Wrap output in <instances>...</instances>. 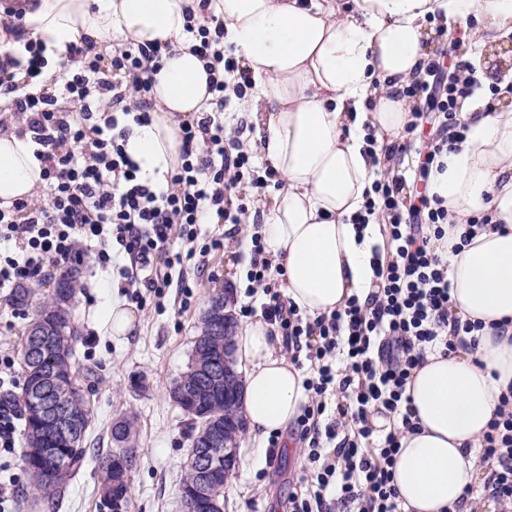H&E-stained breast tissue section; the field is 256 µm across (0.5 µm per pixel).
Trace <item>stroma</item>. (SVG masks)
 I'll return each instance as SVG.
<instances>
[{
  "label": "stroma",
  "instance_id": "35a3bbf8",
  "mask_svg": "<svg viewBox=\"0 0 512 512\" xmlns=\"http://www.w3.org/2000/svg\"><path fill=\"white\" fill-rule=\"evenodd\" d=\"M201 230L223 239L224 246L188 266L194 285L190 300H183L180 289L169 288L162 308L150 303L139 308L137 329L126 340L112 337L107 313L113 301L129 300L124 271L130 260L106 269L91 261L79 267L75 319L83 340L76 352L80 367L89 372L87 384L96 406L88 442L94 448L106 447L113 419L123 414L135 417L140 458L131 484L130 512H182L179 486L192 428L172 401L170 389L187 367L211 295L226 290L235 311L248 302L250 253L244 235H231L228 225L214 216ZM25 325L10 291L0 292V352L17 355ZM239 455L247 466L235 469L224 487L226 512H285L301 465L296 449H283L274 474L267 470L265 449L251 436L242 438ZM24 512H99L95 458H88L82 473L68 485L58 508L38 500Z\"/></svg>",
  "mask_w": 512,
  "mask_h": 512
}]
</instances>
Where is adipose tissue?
<instances>
[{
  "label": "adipose tissue",
  "instance_id": "obj_1",
  "mask_svg": "<svg viewBox=\"0 0 512 512\" xmlns=\"http://www.w3.org/2000/svg\"><path fill=\"white\" fill-rule=\"evenodd\" d=\"M25 31L47 47L42 77L67 46L89 39L95 48L116 41L171 45L155 74L149 124L135 127L127 153L143 178L163 180L181 165L178 124L199 118L213 98L208 74L186 29V8H205L224 23L253 86L239 102L260 153L281 178L260 204L259 233L283 294L303 316L342 308L347 298L376 291L372 249L380 224L356 231L351 218L380 174L396 161H374L367 135L383 145L412 120L404 91L431 57L437 23H454L479 58L512 33V0H36ZM466 130L442 154L427 179L443 199L453 228L435 251L448 262L452 312L482 322L474 352L427 354L406 393L416 428L403 431L393 483L404 512H449L478 480L476 447L512 387V108L485 110L464 102ZM41 168L30 139L0 132V207L35 197ZM492 227L462 243L470 220ZM507 322L505 335L494 326ZM282 342L260 318L242 324L235 356L246 366L243 412L251 436L285 432L307 401L304 375L281 354Z\"/></svg>",
  "mask_w": 512,
  "mask_h": 512
}]
</instances>
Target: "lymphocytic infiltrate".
I'll list each match as a JSON object with an SVG mask.
<instances>
[{"label":"lymphocytic infiltrate","mask_w":512,"mask_h":512,"mask_svg":"<svg viewBox=\"0 0 512 512\" xmlns=\"http://www.w3.org/2000/svg\"><path fill=\"white\" fill-rule=\"evenodd\" d=\"M196 49L210 74L209 112L182 123V164L165 185L142 180L125 149L132 125L151 121L149 93L161 65L159 45L128 41L111 56L86 41L71 44L59 78L43 84L47 65L41 41L23 50L0 43V97L9 98L18 135H30L41 164L42 194L0 208V288L41 281L72 263L111 266L132 261L133 299H163L178 286L191 296L182 270L196 255L223 247L200 226L208 214L241 223L250 202L281 179L273 167L256 172L239 138L224 133L221 114L230 97H243L249 76L220 43L216 18L197 27ZM237 77L227 85L226 75ZM481 88L475 70L454 50L431 56L423 75L404 94L422 98L400 141L384 154L396 157L422 140V172L448 148L456 114ZM404 175L377 179L357 223L383 217L386 254L377 260L379 281L366 298L309 319L288 305L282 281L264 257L260 235L250 238L246 278L250 305L242 317H262L281 336L290 361L303 370L309 401L294 422L303 465L288 496V512H402L392 471L401 430L413 429L406 386L429 351L474 350L476 323L452 312L448 263L433 249L448 224L441 199L418 193L405 200ZM400 417L402 428L379 434L371 417ZM484 470L480 493L512 512V395L499 405L474 450Z\"/></svg>","instance_id":"f902f5d3"}]
</instances>
